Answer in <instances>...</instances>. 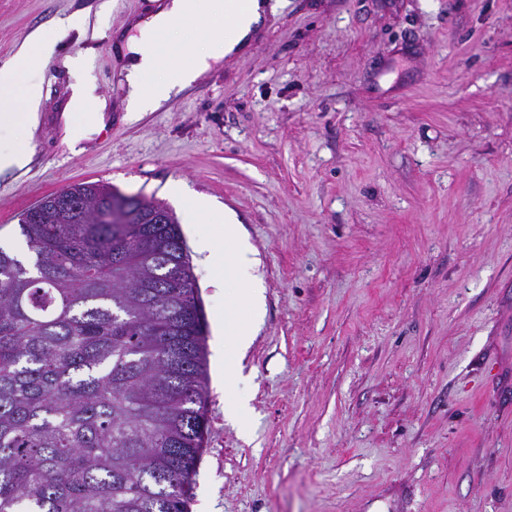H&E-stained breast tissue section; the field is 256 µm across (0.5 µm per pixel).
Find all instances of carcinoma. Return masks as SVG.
I'll return each instance as SVG.
<instances>
[{"label":"carcinoma","mask_w":512,"mask_h":512,"mask_svg":"<svg viewBox=\"0 0 512 512\" xmlns=\"http://www.w3.org/2000/svg\"><path fill=\"white\" fill-rule=\"evenodd\" d=\"M0 247V512H188L206 325L177 218L79 183Z\"/></svg>","instance_id":"obj_1"}]
</instances>
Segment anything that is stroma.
Returning a JSON list of instances; mask_svg holds the SVG:
<instances>
[{
  "label": "stroma",
  "instance_id": "stroma-1",
  "mask_svg": "<svg viewBox=\"0 0 512 512\" xmlns=\"http://www.w3.org/2000/svg\"><path fill=\"white\" fill-rule=\"evenodd\" d=\"M156 2L0 0V63L55 43L36 124L0 131L32 156L0 176V247L27 257L22 213L72 183L181 219L209 328L189 512H512V0H277L245 50L130 114L116 39ZM80 78L102 122L70 109ZM175 183L259 260L263 318L225 378L216 325L246 282L205 263Z\"/></svg>",
  "mask_w": 512,
  "mask_h": 512
}]
</instances>
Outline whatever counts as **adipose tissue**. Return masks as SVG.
Masks as SVG:
<instances>
[{
    "instance_id": "obj_1",
    "label": "adipose tissue",
    "mask_w": 512,
    "mask_h": 512,
    "mask_svg": "<svg viewBox=\"0 0 512 512\" xmlns=\"http://www.w3.org/2000/svg\"><path fill=\"white\" fill-rule=\"evenodd\" d=\"M275 7L268 0H163L149 16L134 21L136 36L118 42L126 58L130 112H153L169 102L173 95L191 86L211 62L224 59L243 49L263 26ZM202 34L204 44L197 51H176L174 37L182 28ZM51 46L40 34H32L26 43L0 65V126H33L42 98V85L32 71L38 59L48 56ZM191 217L213 220V240L207 244L206 260L220 273L247 274L256 262L251 246L241 237L231 214H218L203 198L191 199ZM248 324L236 328L225 355L244 350L253 326L264 308L263 290L250 282L239 297Z\"/></svg>"
}]
</instances>
